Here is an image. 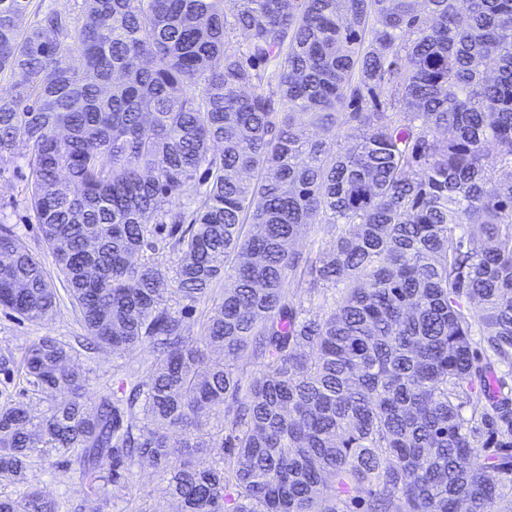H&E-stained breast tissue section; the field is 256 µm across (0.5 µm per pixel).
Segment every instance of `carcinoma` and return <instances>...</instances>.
Here are the masks:
<instances>
[{
	"instance_id": "cac0c4a2",
	"label": "carcinoma",
	"mask_w": 512,
	"mask_h": 512,
	"mask_svg": "<svg viewBox=\"0 0 512 512\" xmlns=\"http://www.w3.org/2000/svg\"><path fill=\"white\" fill-rule=\"evenodd\" d=\"M231 2L83 0L74 21L0 0V159L26 149L87 344L153 353L92 400L71 347L32 342L46 409L0 403V480L49 449L104 507L147 460L176 512H512V181L487 190L512 169V0ZM315 220L334 231L304 259ZM221 279L188 338L171 296ZM303 286L340 299L312 314ZM58 304L1 224L0 306Z\"/></svg>"
}]
</instances>
